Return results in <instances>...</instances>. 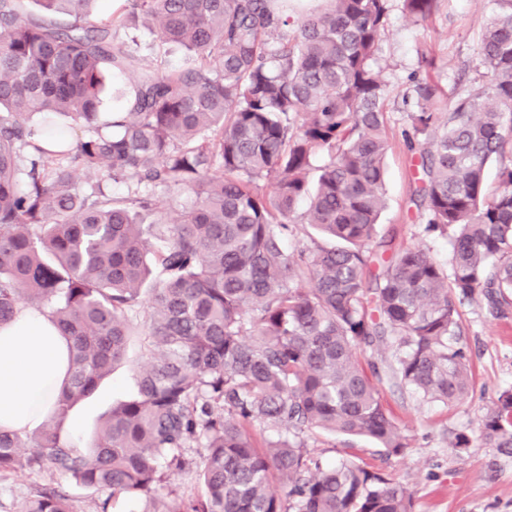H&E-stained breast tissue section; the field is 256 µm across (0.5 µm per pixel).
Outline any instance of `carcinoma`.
<instances>
[{
	"mask_svg": "<svg viewBox=\"0 0 512 512\" xmlns=\"http://www.w3.org/2000/svg\"><path fill=\"white\" fill-rule=\"evenodd\" d=\"M0 0V323L48 314L69 341L52 423L0 430V476L49 470L148 512H415L414 492L348 454L325 467L303 434L408 447L382 376L431 402L465 399L458 306L512 310V0H492L477 76L457 96L412 74L402 95L422 171L427 237L371 274L383 190L387 95L378 63L390 0H326L293 20L289 0ZM441 0H403L423 25ZM137 16L183 64L145 61L123 36ZM122 107L101 112L108 75ZM84 128L89 135L76 137ZM326 161L314 166L316 155ZM501 166L498 189L485 171ZM127 193L112 195L108 181ZM158 188L179 219H146ZM308 224L326 242L288 251ZM147 308L137 391L89 446L61 435L72 406L125 358L129 312ZM390 352L363 363L367 351ZM277 432L260 446L249 432ZM512 450V389L478 435ZM204 453L197 497L164 494ZM20 512H75L44 484Z\"/></svg>",
	"mask_w": 512,
	"mask_h": 512,
	"instance_id": "1",
	"label": "carcinoma"
}]
</instances>
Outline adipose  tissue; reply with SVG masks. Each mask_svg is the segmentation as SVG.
I'll return each mask as SVG.
<instances>
[{
  "instance_id": "ef3b65f1",
  "label": "adipose tissue",
  "mask_w": 512,
  "mask_h": 512,
  "mask_svg": "<svg viewBox=\"0 0 512 512\" xmlns=\"http://www.w3.org/2000/svg\"><path fill=\"white\" fill-rule=\"evenodd\" d=\"M66 382V339L43 313L24 309L0 324V430L44 424Z\"/></svg>"
}]
</instances>
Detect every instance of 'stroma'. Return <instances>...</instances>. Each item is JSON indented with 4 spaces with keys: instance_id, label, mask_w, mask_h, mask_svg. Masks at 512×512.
Returning <instances> with one entry per match:
<instances>
[{
    "instance_id": "stroma-1",
    "label": "stroma",
    "mask_w": 512,
    "mask_h": 512,
    "mask_svg": "<svg viewBox=\"0 0 512 512\" xmlns=\"http://www.w3.org/2000/svg\"><path fill=\"white\" fill-rule=\"evenodd\" d=\"M492 15L488 0H443L440 12L427 24L407 18L402 0H391L388 33L382 42L380 64L385 69L390 105L386 136L385 196L387 207L377 238L405 248L426 243L442 263L451 259L446 239L424 238L421 214L414 204L419 171L407 151L402 132L407 117L398 108L404 83L413 73H429L447 92L463 87L478 61L482 30ZM433 57L435 66L424 69L419 55ZM461 345L468 350L472 389L464 401L453 405L429 402L382 381L380 394L408 438L403 455L388 457L365 438H346L315 431L307 445L323 465L337 462L346 449L374 469L408 484L417 500L416 512H512V453L490 448L479 431L499 394L512 388V317L497 320L484 304L460 307ZM125 360L115 366L93 395L77 403L64 425L65 434L84 444L101 417L136 390L139 369L148 357L146 315L133 319ZM467 433L472 443L459 451L450 442L455 433ZM49 471L24 470L0 479V512H19L37 486L52 481Z\"/></svg>"
}]
</instances>
